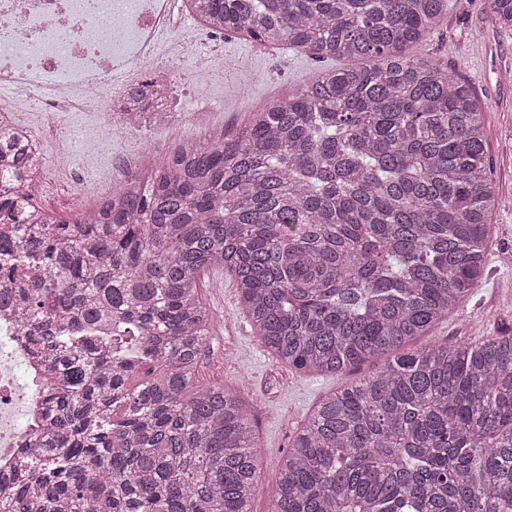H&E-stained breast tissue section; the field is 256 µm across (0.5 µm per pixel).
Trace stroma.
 <instances>
[{
    "label": "stroma",
    "instance_id": "obj_1",
    "mask_svg": "<svg viewBox=\"0 0 512 512\" xmlns=\"http://www.w3.org/2000/svg\"><path fill=\"white\" fill-rule=\"evenodd\" d=\"M189 42L183 60L169 64L170 80L182 96V106L170 125L129 131L116 127L110 143L89 135V117L70 112L58 117L48 131L45 113L30 103L26 128L40 149L51 181L37 198L49 212L65 217L96 205L110 181L120 180L124 163L157 160L181 141H196L215 131L243 125L248 114L272 96H288L309 83L321 67L318 62L287 48H271L230 33L213 36L199 32L191 16L178 21ZM220 49L224 73L197 82L193 64ZM410 53L433 59L450 75L475 91L484 110V135L491 169L495 206L492 245L487 255L488 277L479 291L434 329L435 336L478 340L512 333V26L495 23L489 0H448V16ZM201 295L218 315L209 346L200 360L202 380L227 385L243 383L245 396L255 407L254 431L262 446L259 492L252 512H272L273 489L290 436L302 426L327 393L370 375L373 365L336 377L283 373L251 333L236 284L223 270L210 269L200 278Z\"/></svg>",
    "mask_w": 512,
    "mask_h": 512
}]
</instances>
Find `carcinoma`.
<instances>
[{"label":"carcinoma","mask_w":512,"mask_h":512,"mask_svg":"<svg viewBox=\"0 0 512 512\" xmlns=\"http://www.w3.org/2000/svg\"><path fill=\"white\" fill-rule=\"evenodd\" d=\"M187 2L212 29L345 65L65 220L35 202L38 147L0 127L5 273L41 269L0 296L58 379L18 464L38 484L0 512H251L250 407L199 379L211 266L289 371L383 361L294 432L273 512H512V335H432L485 283L494 208L477 98L408 54L448 0ZM489 5L512 25V0ZM169 97L133 85L123 124L166 121Z\"/></svg>","instance_id":"carcinoma-1"}]
</instances>
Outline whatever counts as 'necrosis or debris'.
Masks as SVG:
<instances>
[{"mask_svg":"<svg viewBox=\"0 0 512 512\" xmlns=\"http://www.w3.org/2000/svg\"><path fill=\"white\" fill-rule=\"evenodd\" d=\"M119 0H0V84L25 88L48 119L98 112L97 133L111 139V112L121 111L128 73L178 57L173 22L184 0H138L113 30ZM52 382L25 351L11 303H0V476L9 478L37 440L44 390Z\"/></svg>","mask_w":512,"mask_h":512,"instance_id":"necrosis-or-debris-1","label":"necrosis or debris"}]
</instances>
